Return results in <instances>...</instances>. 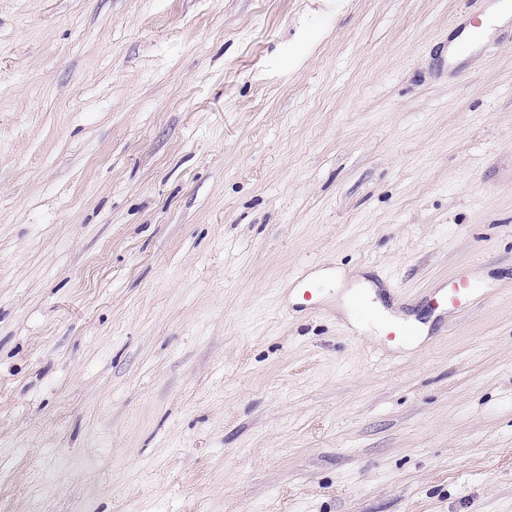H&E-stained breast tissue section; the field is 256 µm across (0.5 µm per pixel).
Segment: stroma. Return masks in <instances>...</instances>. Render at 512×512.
I'll use <instances>...</instances> for the list:
<instances>
[{
	"mask_svg": "<svg viewBox=\"0 0 512 512\" xmlns=\"http://www.w3.org/2000/svg\"><path fill=\"white\" fill-rule=\"evenodd\" d=\"M502 2L0 0V512H512ZM478 287L469 279H458L448 287L447 298L448 306L455 308H465L471 301L473 294Z\"/></svg>",
	"mask_w": 512,
	"mask_h": 512,
	"instance_id": "stroma-1",
	"label": "stroma"
}]
</instances>
